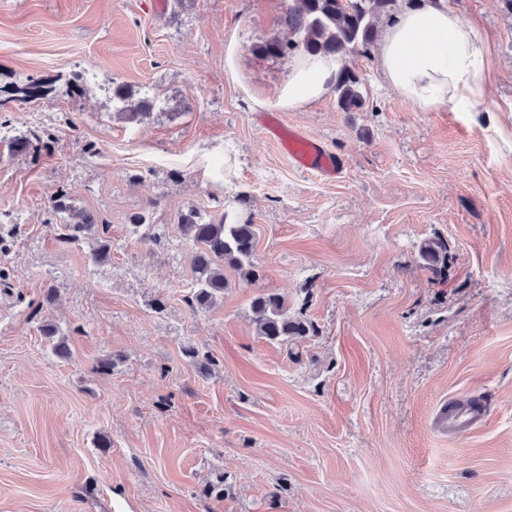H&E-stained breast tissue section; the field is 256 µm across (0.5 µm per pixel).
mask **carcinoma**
Masks as SVG:
<instances>
[{
	"mask_svg": "<svg viewBox=\"0 0 512 512\" xmlns=\"http://www.w3.org/2000/svg\"><path fill=\"white\" fill-rule=\"evenodd\" d=\"M302 7L288 8L285 24L295 39L288 42L269 40L258 51L269 57H284L301 51L312 58L333 57L340 60L335 91L337 105L343 112L363 110L366 100L361 91L362 80L347 57L364 55L375 39V23L382 15H392L396 0H300ZM21 99H44L50 86L30 82L14 88ZM113 94L123 102L121 111L130 120L148 115L150 105L135 101L123 86ZM52 211L62 217V242L81 243L93 235L96 247L91 260L98 264L111 257V246L106 237L107 226L98 224L84 212L74 211L68 195L58 194L51 201ZM180 234L194 250L196 278L188 296L192 307L207 309L224 295L227 286L224 266L228 265L245 277L254 275L256 233L254 225L227 221V215L208 222L199 221V214L190 210L178 225ZM420 254L424 265L436 275L442 274L448 261V245L440 238L425 241ZM256 315L259 336L271 344L286 345L300 342L314 334V325L301 312H294L288 300L279 294L261 293L251 301ZM41 333L51 350L60 357L71 355L68 336L51 322L41 326Z\"/></svg>",
	"mask_w": 512,
	"mask_h": 512,
	"instance_id": "carcinoma-1",
	"label": "carcinoma"
}]
</instances>
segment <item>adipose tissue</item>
<instances>
[{
    "mask_svg": "<svg viewBox=\"0 0 512 512\" xmlns=\"http://www.w3.org/2000/svg\"><path fill=\"white\" fill-rule=\"evenodd\" d=\"M377 57L388 83L420 111L464 108L485 95V35L440 0H413L390 19ZM339 68L331 58L298 55L288 85L289 109L328 95Z\"/></svg>",
    "mask_w": 512,
    "mask_h": 512,
    "instance_id": "1",
    "label": "adipose tissue"
}]
</instances>
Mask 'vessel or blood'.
I'll return each mask as SVG.
<instances>
[{
  "mask_svg": "<svg viewBox=\"0 0 512 512\" xmlns=\"http://www.w3.org/2000/svg\"><path fill=\"white\" fill-rule=\"evenodd\" d=\"M265 126L268 133L281 142L296 168L329 180L341 174V159L319 139L298 128H284L272 117L266 119ZM483 417L482 410L452 405L442 415L440 427L447 430L450 436L459 437L482 421Z\"/></svg>",
  "mask_w": 512,
  "mask_h": 512,
  "instance_id": "b4317fda",
  "label": "vessel or blood"
}]
</instances>
